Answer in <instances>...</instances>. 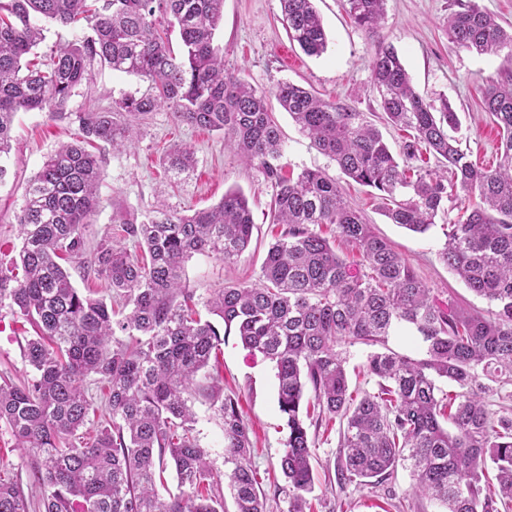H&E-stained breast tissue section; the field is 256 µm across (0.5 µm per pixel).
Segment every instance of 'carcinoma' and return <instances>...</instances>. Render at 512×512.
<instances>
[{"mask_svg":"<svg viewBox=\"0 0 512 512\" xmlns=\"http://www.w3.org/2000/svg\"><path fill=\"white\" fill-rule=\"evenodd\" d=\"M385 0H344L360 28L374 33ZM290 40L309 56L327 51L328 37L315 0H280ZM448 36L479 53L512 49L504 30L477 0H455ZM224 0H0V155L13 140L19 112H45L78 125L79 139L60 146L27 182L17 215L21 247L0 263V301L36 328L23 355L32 375L0 380V422L14 447L33 450L31 479L39 485L38 512H225L206 449L193 434L191 398L204 396L224 429V478L235 512H267L251 461L250 427L237 400L221 396L202 370L233 333L269 360L287 434L279 469L286 512H311L314 441L302 416L306 391L313 406L342 425L337 483L381 484L408 464L414 494L445 512H499L512 502V419L491 412L481 396L485 378L512 377V73L491 81L483 109L496 118L503 153L498 167L469 160L448 134L456 113L444 101L425 102L395 48L380 42L371 84L385 122L413 132L404 156L420 145L442 172L416 179L393 155L380 130L362 113L328 102L284 81L259 90L224 67L213 44ZM88 34L56 48L49 61L25 60L44 38L45 25ZM176 28L182 51L168 29ZM149 82L142 95L98 112H67L75 90L94 65ZM273 94L312 145L342 175L380 192L390 223L423 234L458 192L479 202L465 219L447 225L439 253L475 294L494 304V316L443 305L392 244L344 197L340 181L321 170L284 176L278 125L268 109ZM167 108L176 122L224 134L245 161L258 163L273 187V223L285 224L261 267L259 281L227 286L206 301L224 331L193 317L194 293L182 281L186 260L208 254L226 261L249 247L253 222L247 198L224 193L204 210L156 208L141 222L122 220L123 232L146 250L144 261L102 240L90 266L112 295L131 307L121 321L101 298L83 296L60 261L83 263L86 226L98 209L101 158L86 146L119 149L133 142L137 121ZM169 169L189 170L191 148L176 144ZM334 227L348 253L338 254L315 230ZM22 269L23 275L15 270ZM120 329L127 340L114 338ZM408 328L421 355L388 347ZM360 344L377 391L350 390L347 348ZM107 384L109 420L92 440L85 381ZM456 384L450 394L440 381ZM450 423L446 428L443 422ZM188 489L164 498L157 489L167 464ZM22 485L0 479V512H29Z\"/></svg>","mask_w":512,"mask_h":512,"instance_id":"1","label":"carcinoma"}]
</instances>
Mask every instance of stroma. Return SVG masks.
Listing matches in <instances>:
<instances>
[{
  "label": "stroma",
  "mask_w": 512,
  "mask_h": 512,
  "mask_svg": "<svg viewBox=\"0 0 512 512\" xmlns=\"http://www.w3.org/2000/svg\"><path fill=\"white\" fill-rule=\"evenodd\" d=\"M316 7L328 36V49L318 57L304 54L289 40L280 0H224V17L214 43L224 50L225 67L255 87L269 90L278 82L289 81L363 113L367 121L378 125L396 151L405 134L380 122V99L371 85L370 64L376 45L385 41L397 49L426 102L437 106L445 101L454 110L457 125L452 134L467 148L471 160L482 168L496 166L501 151L498 129L479 103L487 83L512 70V57L504 51L480 55L456 48L448 38V15L454 0H386L384 20L374 34L350 21L342 0H316ZM146 88L147 82L141 77L97 66L92 80L75 91L66 109L83 112L106 108L124 97L140 95ZM272 112L283 134L278 163L284 172L295 176L306 169H321L338 176L335 163L311 145L287 112L277 105ZM77 135V126L51 121L45 113H18L11 151L0 158L8 170L0 184V262L10 263L19 250L16 216L26 181L61 143ZM181 143L192 146L196 164L176 174L169 170L166 154L171 145ZM96 152L103 158L102 184L100 207L86 228L91 242L110 238L131 254H138L137 244L125 238L119 216L139 218L161 205L204 209L217 204L225 191L237 189L247 197L252 211L254 228L248 249L231 263L213 256H193L184 265L183 280L199 304L225 286L257 283L267 250L283 231L282 225L272 221L273 188L259 164H246L225 145L221 134L176 124L166 109L153 112L139 125L137 141L131 147L115 153L102 144ZM346 193L350 205L366 214L374 232L392 243L432 288L438 301L452 299L467 310L491 316L493 305L470 291L439 258L445 242L442 227L457 221L466 204L464 197L449 198L438 226L418 234L390 223L381 214L375 190L350 183ZM33 334L31 325L17 317L8 303L0 304V375L16 381L30 375L22 347ZM208 371L211 383L237 400L252 427V464L270 497L269 512H274L273 471L285 432L272 365L231 335L211 360ZM194 411V434L209 453L213 481L219 489H226L224 432L213 419L208 402L195 401ZM339 431L335 419L323 421L316 431L315 483L310 495L314 512H390L395 505L400 512H438V504L413 494L410 468L405 464L381 485H352L342 490L330 483L339 451Z\"/></svg>",
  "instance_id": "35a3bbf8"
}]
</instances>
